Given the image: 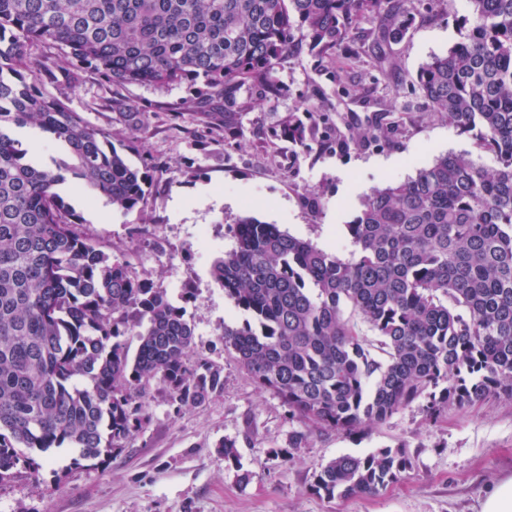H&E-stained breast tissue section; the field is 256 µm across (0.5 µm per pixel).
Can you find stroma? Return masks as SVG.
Returning <instances> with one entry per match:
<instances>
[{"mask_svg": "<svg viewBox=\"0 0 512 512\" xmlns=\"http://www.w3.org/2000/svg\"><path fill=\"white\" fill-rule=\"evenodd\" d=\"M406 7L409 21L397 39L355 35L358 62L305 52L284 64L280 94L250 90L252 106L234 134L186 112L206 91L200 82L122 86L91 74L76 88L62 77L48 84L90 125L111 132L113 146L148 180L144 212L126 215L63 186L82 231L123 259L133 277L182 299L195 330L190 360L223 366L224 390L179 410L164 385L151 381L142 398L146 420L124 448L81 468L66 448L38 456L36 477L0 484V512H479L486 485L512 476V401L499 398L448 408L435 420L416 401L364 433H314L293 460L281 461L274 452L300 423L224 348L225 325L242 315L210 269L234 243L235 217L279 225L344 259L350 243L343 226L374 189L451 152L491 164L471 135L430 116L414 85L423 65L460 40L469 0H433L428 9L408 0ZM116 100L148 114L137 139H128ZM385 113L396 130L356 145L353 133ZM293 117L306 125L305 145L282 134ZM227 437L237 442L242 469L224 464L219 443ZM380 448L409 455L412 468L402 480L350 499L312 490L314 474L333 458Z\"/></svg>", "mask_w": 512, "mask_h": 512, "instance_id": "stroma-1", "label": "stroma"}]
</instances>
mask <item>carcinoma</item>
<instances>
[{
	"instance_id": "carcinoma-1",
	"label": "carcinoma",
	"mask_w": 512,
	"mask_h": 512,
	"mask_svg": "<svg viewBox=\"0 0 512 512\" xmlns=\"http://www.w3.org/2000/svg\"><path fill=\"white\" fill-rule=\"evenodd\" d=\"M460 42L417 76L430 112L475 136L494 165L448 153L377 189L345 225L348 258L252 216L211 267L245 315L224 346L256 386L313 431L357 433L418 399L433 418L512 399V0H470ZM400 0H0V482L34 473L20 448H72L73 464L123 447L135 403L157 379L178 407L224 390V368L189 361L194 328L167 293L138 281L77 230L58 192L70 181L124 215L147 178L43 82L60 63L119 85L202 81L194 114L241 130L244 89L278 92L277 71L306 49L350 58L351 32L398 35ZM127 135L143 112H122ZM32 127L72 162L36 161L14 135ZM137 336L129 356L126 335ZM224 463L241 468L236 440ZM411 469L399 449L339 455L314 474L328 499L372 495Z\"/></svg>"
}]
</instances>
